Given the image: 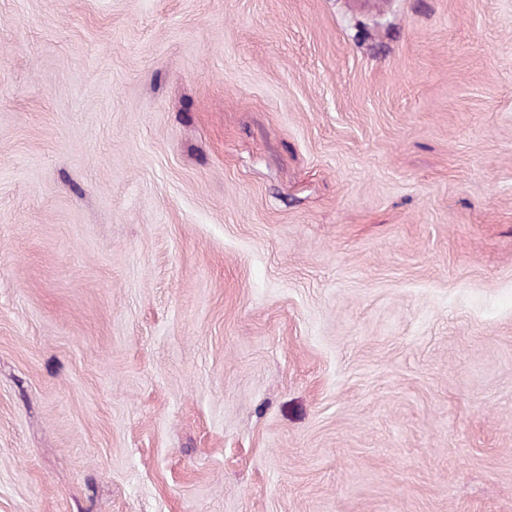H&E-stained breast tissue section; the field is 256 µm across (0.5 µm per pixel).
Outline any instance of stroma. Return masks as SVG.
Listing matches in <instances>:
<instances>
[{"label":"stroma","mask_w":512,"mask_h":512,"mask_svg":"<svg viewBox=\"0 0 512 512\" xmlns=\"http://www.w3.org/2000/svg\"><path fill=\"white\" fill-rule=\"evenodd\" d=\"M0 512H512V0H0Z\"/></svg>","instance_id":"1"}]
</instances>
